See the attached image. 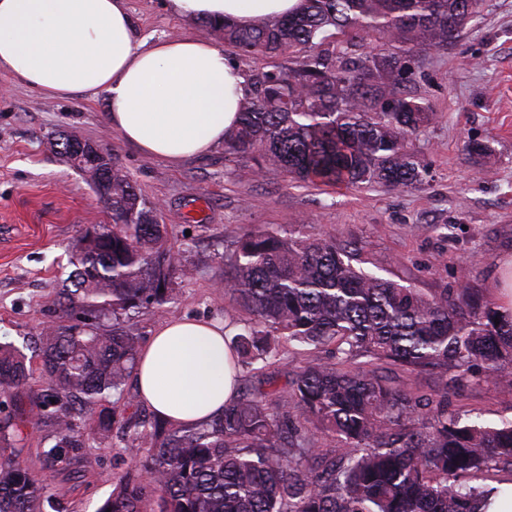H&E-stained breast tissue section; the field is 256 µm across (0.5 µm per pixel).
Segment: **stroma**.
<instances>
[{"mask_svg": "<svg viewBox=\"0 0 512 512\" xmlns=\"http://www.w3.org/2000/svg\"><path fill=\"white\" fill-rule=\"evenodd\" d=\"M138 39L196 34L169 0H126ZM409 86L431 113L414 147L426 172L400 191L316 189L280 171L257 173L223 147L171 165L125 143L106 118L104 95L53 98L0 72V341L30 351L54 316L83 226L110 213L83 175L51 144L75 134L108 149L143 196L162 205L160 223L193 274L164 311L134 322L142 341L171 316L224 319V247L259 227L315 226L358 243L362 257L430 291L468 277L493 299L500 261L512 257V0H484L471 27L441 50L409 62ZM483 143L485 168L464 144ZM451 410L488 423L512 420V390L484 384L450 396ZM93 466L72 482L69 512H97L132 462L118 439L90 440Z\"/></svg>", "mask_w": 512, "mask_h": 512, "instance_id": "35a3bbf8", "label": "stroma"}]
</instances>
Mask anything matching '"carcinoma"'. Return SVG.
Here are the masks:
<instances>
[{"label": "carcinoma", "mask_w": 512, "mask_h": 512, "mask_svg": "<svg viewBox=\"0 0 512 512\" xmlns=\"http://www.w3.org/2000/svg\"><path fill=\"white\" fill-rule=\"evenodd\" d=\"M481 0H299L284 18L243 27L191 23L244 56L249 77L228 156L317 188L422 182L413 137L429 119L406 90L413 53L455 42ZM376 41L382 50L367 49ZM112 223L81 229L57 319L29 357L0 341V512H66L21 459L24 430L48 424L41 469L91 464L89 436L118 434L133 469L99 512H478L504 472L512 484V421L448 411V394L483 383L512 389V314L471 287L424 292L355 265L360 248L304 224L254 229L224 254V317L250 315L228 347L235 367L264 375L288 352L287 387L244 386L192 426L153 416L127 433L124 396L140 349L133 317L175 300L190 274L160 209L108 152ZM437 375L433 394L408 379ZM158 501L159 510L151 508Z\"/></svg>", "instance_id": "1"}]
</instances>
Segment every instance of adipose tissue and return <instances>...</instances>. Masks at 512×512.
Wrapping results in <instances>:
<instances>
[{
	"mask_svg": "<svg viewBox=\"0 0 512 512\" xmlns=\"http://www.w3.org/2000/svg\"><path fill=\"white\" fill-rule=\"evenodd\" d=\"M180 16L248 26L298 0H170ZM0 71L51 97L105 95L107 119L147 157L179 163L224 142L247 79L214 42L195 36L139 42L125 0H0ZM224 327L172 317L139 353L141 400L195 424L235 394Z\"/></svg>",
	"mask_w": 512,
	"mask_h": 512,
	"instance_id": "adipose-tissue-1",
	"label": "adipose tissue"
}]
</instances>
